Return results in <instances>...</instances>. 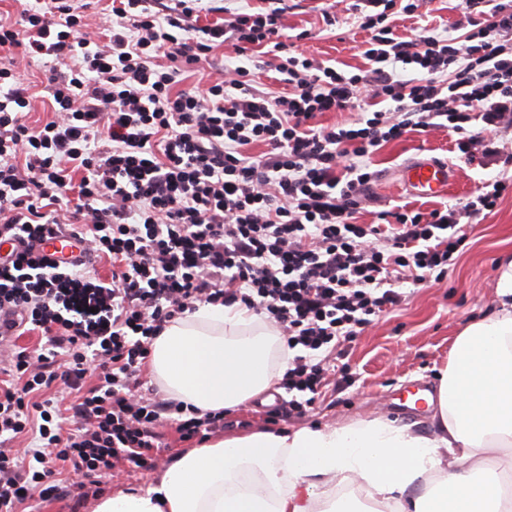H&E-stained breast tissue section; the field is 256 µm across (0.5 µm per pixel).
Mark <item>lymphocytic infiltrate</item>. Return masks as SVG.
<instances>
[{
    "mask_svg": "<svg viewBox=\"0 0 512 512\" xmlns=\"http://www.w3.org/2000/svg\"><path fill=\"white\" fill-rule=\"evenodd\" d=\"M201 2L119 0L102 45L83 36L72 0L0 22V49L54 60L39 124L29 86L0 67V238L20 244L0 257V512L67 496L65 472L82 477L80 506L116 468L155 472L165 426L184 442L223 431V411L199 415L142 390L154 340L200 303L266 315L295 352L287 414H305L327 380L316 353L397 307L403 284L446 273L465 243L458 224L512 193V179L497 178L459 207L355 220L385 144L449 128L469 158L485 144L469 123L512 128L507 0H466L461 36L409 39L394 18L420 0H353L369 34L356 73L299 51L308 34H288L286 0L197 28ZM227 43L241 56L265 49L286 91L254 85L242 66L178 88ZM345 111L358 121L315 123ZM53 234L82 243L80 267L55 269L40 249ZM30 333L41 349L20 346Z\"/></svg>",
    "mask_w": 512,
    "mask_h": 512,
    "instance_id": "obj_1",
    "label": "lymphocytic infiltrate"
}]
</instances>
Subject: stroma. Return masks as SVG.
Masks as SVG:
<instances>
[{"label": "stroma", "instance_id": "obj_1", "mask_svg": "<svg viewBox=\"0 0 512 512\" xmlns=\"http://www.w3.org/2000/svg\"><path fill=\"white\" fill-rule=\"evenodd\" d=\"M345 0H304L301 10L289 15V25L309 30L302 49L316 60L363 66L359 47L367 35L360 30L337 38L323 21L324 14L345 17ZM466 10L464 0H423L416 17L399 16L397 33L411 37L428 29L432 33L461 35ZM494 150L461 158L455 150V133L439 130L426 137L409 135L388 143L373 157L379 177L372 186L375 203L361 209L357 221L375 222L378 211L405 206L424 213L443 205L465 202L476 196L485 180L512 176V129L492 135ZM435 157L447 162L453 175L446 194L420 198L403 182L405 165L415 158ZM465 246L456 253L447 275L406 288V297L395 310L376 318L353 341L340 345L336 362L346 365L349 379L332 376L321 395L299 418H274L285 389L272 399L258 397L226 416V431L252 428L292 429L304 426H339L359 418H387L417 423L429 429L432 412L426 404L409 407L406 399L417 388L433 389L448 363V352L464 322L487 312L493 300V275L503 250H512V194L506 195L475 223L461 227Z\"/></svg>", "mask_w": 512, "mask_h": 512}]
</instances>
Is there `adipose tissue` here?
I'll use <instances>...</instances> for the list:
<instances>
[{"label": "adipose tissue", "instance_id": "adipose-tissue-1", "mask_svg": "<svg viewBox=\"0 0 512 512\" xmlns=\"http://www.w3.org/2000/svg\"><path fill=\"white\" fill-rule=\"evenodd\" d=\"M495 305L458 332L431 430L382 418L337 427L254 430L179 457L154 486L100 497L93 512H503L512 447V253ZM278 330L241 304L198 305L167 324L149 371L199 412L237 407L277 384Z\"/></svg>", "mask_w": 512, "mask_h": 512}]
</instances>
